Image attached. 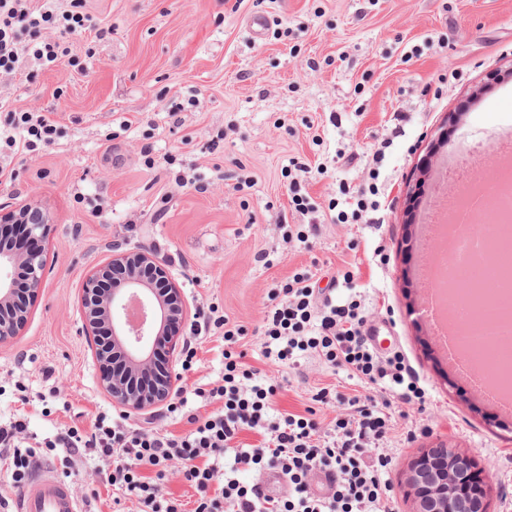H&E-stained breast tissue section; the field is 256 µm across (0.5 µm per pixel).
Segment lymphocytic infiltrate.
I'll use <instances>...</instances> for the list:
<instances>
[{
	"instance_id": "lymphocytic-infiltrate-1",
	"label": "lymphocytic infiltrate",
	"mask_w": 512,
	"mask_h": 512,
	"mask_svg": "<svg viewBox=\"0 0 512 512\" xmlns=\"http://www.w3.org/2000/svg\"><path fill=\"white\" fill-rule=\"evenodd\" d=\"M83 0H0V76L30 78L32 67L67 65L82 70L68 55L61 37L84 30ZM55 121L0 99V143L11 154L29 155L54 144ZM391 139L369 150L367 188L351 191L339 183L330 200L341 224L384 221L381 167ZM308 169L288 171V196L300 224L283 227L285 242L304 243L318 235V204L303 191ZM315 275L301 268L270 290L269 306L257 333L265 365L293 371L316 358L347 372L362 390L344 392L328 385L316 388L304 412L279 409L284 383L246 361L244 326L208 305L194 335L224 332V372L194 387L191 397L217 404L216 412L187 415L182 435L162 433L129 423L127 416L98 414L89 434L71 427L54 437L31 442L28 424L15 417L0 423V473L12 488H22L42 459L64 449L67 456L87 455L112 488L113 503L127 500L136 512H391L394 491L388 480L392 458L384 453L392 429V403H425L426 391L402 354L379 357L368 343L365 303L355 272L342 274L343 292L320 295ZM344 406L330 423L318 420L319 405ZM258 436L244 443V434ZM180 461V475L194 491L192 505L166 489L169 466ZM278 473L286 492H268L259 479ZM332 474L327 492H316L310 477Z\"/></svg>"
}]
</instances>
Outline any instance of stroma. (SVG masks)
<instances>
[{
  "label": "stroma",
  "instance_id": "1",
  "mask_svg": "<svg viewBox=\"0 0 512 512\" xmlns=\"http://www.w3.org/2000/svg\"><path fill=\"white\" fill-rule=\"evenodd\" d=\"M82 33L68 36L85 73L62 68L34 81L0 78V96L57 122L61 135L33 157L15 159L16 178L0 183V205L28 201L53 222L45 254L50 272L20 335L0 345V417L24 414L43 439L90 430L116 407L101 391L82 334L78 300L91 269L113 245L152 253L182 289L189 310L218 305L244 325L248 360L260 355L258 327L267 294L296 269L315 267L319 287L349 267L387 352H401L430 397L408 406L387 451L394 512H412L403 474L439 442L475 453L493 474L489 512H512V413H496L435 349L418 312L426 291L418 270L430 256L406 193L419 159H451L454 172L481 146L487 180L498 175L499 132L512 127V0H84ZM264 15L253 38L245 21ZM110 39L94 41L99 24ZM196 107H189V97ZM183 107V122L168 113ZM460 120L436 141L446 113ZM403 122H396L397 114ZM399 129L382 168L385 222L325 224L319 237L285 244L289 211L283 169L316 167L307 190L321 204L339 182L364 186L368 144ZM176 156L167 165L166 156ZM153 157L147 167L145 157ZM206 178L200 194L178 187L180 171ZM102 213H95V205ZM383 246L386 262L369 250ZM269 252L271 264L259 262ZM197 364L181 389L224 369L221 335L195 342ZM355 388L343 371L309 359L281 392L280 408L304 410L314 387ZM414 440H407V432Z\"/></svg>",
  "mask_w": 512,
  "mask_h": 512
}]
</instances>
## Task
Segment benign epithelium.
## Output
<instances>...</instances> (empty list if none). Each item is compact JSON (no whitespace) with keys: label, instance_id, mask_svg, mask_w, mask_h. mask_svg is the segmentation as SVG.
Masks as SVG:
<instances>
[{"label":"benign epithelium","instance_id":"benign-epithelium-1","mask_svg":"<svg viewBox=\"0 0 512 512\" xmlns=\"http://www.w3.org/2000/svg\"><path fill=\"white\" fill-rule=\"evenodd\" d=\"M430 157L417 169L407 191V206L417 203L426 184ZM50 216L32 203L0 210V230L18 224L31 246L22 252L0 246V344L15 338L28 321L29 309L15 299V275L25 276L30 294L40 289L49 273L43 242ZM112 279L103 291L101 283ZM82 333L99 369V381L116 406L127 412H146L166 403L175 391V357L186 340L181 330L188 310L181 289L164 264L150 253L112 247V256L93 269L81 291ZM477 475L483 506L495 492L489 470L475 456L447 444L423 449L408 464L403 487L413 512H449L451 496Z\"/></svg>","mask_w":512,"mask_h":512}]
</instances>
